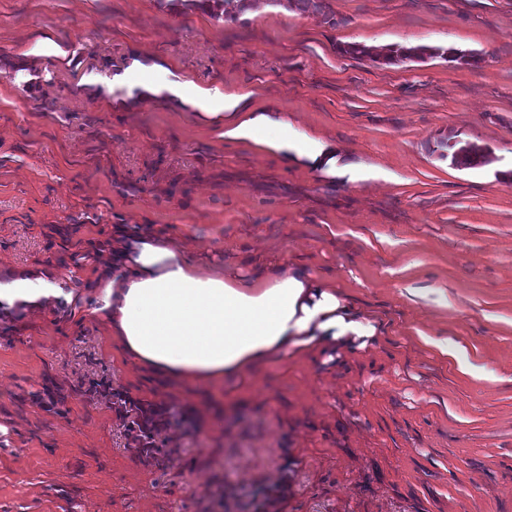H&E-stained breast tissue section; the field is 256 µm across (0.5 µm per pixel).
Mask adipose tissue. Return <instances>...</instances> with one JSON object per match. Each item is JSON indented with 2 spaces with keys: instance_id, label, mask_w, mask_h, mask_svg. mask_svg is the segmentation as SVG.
Listing matches in <instances>:
<instances>
[{
  "instance_id": "1",
  "label": "adipose tissue",
  "mask_w": 512,
  "mask_h": 512,
  "mask_svg": "<svg viewBox=\"0 0 512 512\" xmlns=\"http://www.w3.org/2000/svg\"><path fill=\"white\" fill-rule=\"evenodd\" d=\"M174 97L224 123L227 139H264L290 161L335 166V145L290 141L288 123L263 112L239 118V98L217 89ZM115 275H102L91 311L107 318L112 335L138 364L179 380L216 385L276 357H302L341 348L354 351L374 328L339 298L327 280L274 259L258 275L229 267L209 272L173 243L149 234L116 239ZM66 295L54 277H18L0 283V312H44Z\"/></svg>"
}]
</instances>
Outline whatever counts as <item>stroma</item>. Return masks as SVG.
<instances>
[{
    "instance_id": "1",
    "label": "stroma",
    "mask_w": 512,
    "mask_h": 512,
    "mask_svg": "<svg viewBox=\"0 0 512 512\" xmlns=\"http://www.w3.org/2000/svg\"><path fill=\"white\" fill-rule=\"evenodd\" d=\"M323 3L0 0V281L51 273L93 304L124 228L220 267L285 258L378 327L213 389L74 305L1 316L0 512H512V0ZM184 81L336 143L335 170L225 140ZM467 143L492 163L454 164ZM108 387L169 411L157 458ZM428 51L430 52V56H441L450 62L456 61L460 64H472L479 62V58L474 53H467L465 51L454 48H449L446 50L439 48L429 50L424 47L390 49L386 54L382 55V59L386 63H395L398 61H403L404 59H410L414 56L422 57Z\"/></svg>"
}]
</instances>
